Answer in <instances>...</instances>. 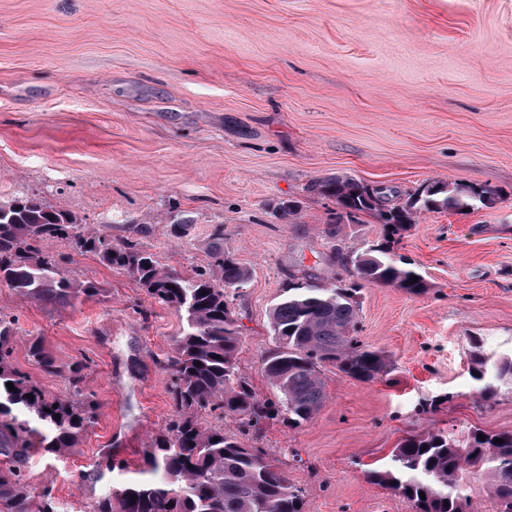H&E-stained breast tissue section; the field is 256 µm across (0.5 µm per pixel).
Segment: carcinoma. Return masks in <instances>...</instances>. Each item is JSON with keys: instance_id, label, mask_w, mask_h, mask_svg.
Segmentation results:
<instances>
[{"instance_id": "obj_1", "label": "carcinoma", "mask_w": 512, "mask_h": 512, "mask_svg": "<svg viewBox=\"0 0 512 512\" xmlns=\"http://www.w3.org/2000/svg\"><path fill=\"white\" fill-rule=\"evenodd\" d=\"M319 188L336 201L337 222L371 214L390 236L366 249H336L350 277L409 294L425 292L427 283L395 259V237L425 212L462 211L498 198L489 185L458 189L438 180L387 208L382 189L352 178L326 179ZM54 239L125 270L149 297L179 311L183 320L165 360L173 407L165 431L145 449L140 477L109 487L90 512H303V491L263 449L247 446L243 438L258 435L278 417L290 427L312 421L327 397L320 373L325 365L359 382L384 372V355L353 335L357 289L297 284L273 305L274 345L263 360L273 396L261 397L237 367L241 336L227 290L241 288L249 271L234 254L220 246L212 254V269L184 276L163 269L140 242L115 244L108 236L90 234L69 211L28 196L0 204V283L55 305L103 294L95 281L70 278L41 251L43 242ZM414 276L416 283L410 282ZM17 336L16 321L0 314V512H60L52 487H28L25 465L33 453L56 459L75 447L95 423L98 404L86 387L85 361L60 366L39 337L28 341L31 361L48 375L62 374L68 393L52 394L15 367ZM472 370L478 380L490 370L512 381V358L491 361L477 353ZM8 382L16 391H9ZM207 412L221 421L235 419L237 430L204 426L201 416ZM477 473L491 476L495 512H512V432L475 429L462 440L436 432L409 435L394 448L388 465L366 476L403 498L410 512H472L463 480Z\"/></svg>"}]
</instances>
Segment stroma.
I'll list each match as a JSON object with an SVG mask.
<instances>
[{
	"mask_svg": "<svg viewBox=\"0 0 512 512\" xmlns=\"http://www.w3.org/2000/svg\"><path fill=\"white\" fill-rule=\"evenodd\" d=\"M336 176L384 188L389 207L435 180L501 192L425 213L395 244L425 293L361 283L359 336L385 373L323 367L314 420L269 421L256 442L304 512H410L365 477L403 437L512 431V382L487 404L493 377L471 370L474 351L512 355V0H0V202L41 197L116 242L146 227L142 246L188 275L233 252L250 272L231 304L237 365L259 395L272 306L298 281L350 284L337 249L385 234L365 214L337 221L317 190ZM41 250L104 290L59 306L0 284L16 366L67 393L31 362L35 336L59 364L88 365L94 426L58 460L31 459L29 482L89 512L125 478L94 475L103 450L138 469L172 414L162 362L182 319L92 254Z\"/></svg>",
	"mask_w": 512,
	"mask_h": 512,
	"instance_id": "obj_1",
	"label": "stroma"
}]
</instances>
